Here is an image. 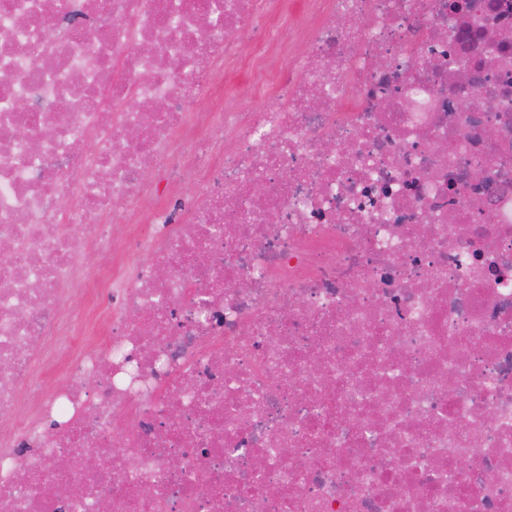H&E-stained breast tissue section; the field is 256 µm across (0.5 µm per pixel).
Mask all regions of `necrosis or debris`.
Listing matches in <instances>:
<instances>
[{"instance_id": "1", "label": "necrosis or debris", "mask_w": 512, "mask_h": 512, "mask_svg": "<svg viewBox=\"0 0 512 512\" xmlns=\"http://www.w3.org/2000/svg\"><path fill=\"white\" fill-rule=\"evenodd\" d=\"M286 7L0 0V512H512V0ZM270 74L251 70L247 64L227 67L224 70V88L237 84H255L257 91L243 100V106L249 110L257 111L273 106L276 97L268 91ZM267 84V85H266Z\"/></svg>"}]
</instances>
